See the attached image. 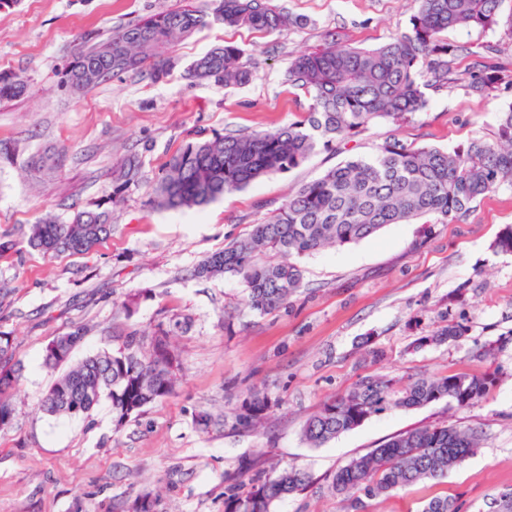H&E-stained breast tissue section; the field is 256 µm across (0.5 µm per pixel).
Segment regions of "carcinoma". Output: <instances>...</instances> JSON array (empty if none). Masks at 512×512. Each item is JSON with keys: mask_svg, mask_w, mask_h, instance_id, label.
<instances>
[{"mask_svg": "<svg viewBox=\"0 0 512 512\" xmlns=\"http://www.w3.org/2000/svg\"><path fill=\"white\" fill-rule=\"evenodd\" d=\"M503 0H416L406 30L383 45L367 49L343 43L327 30L322 43L294 57L284 74L289 86L302 91L309 104L305 119L268 130L197 137L168 162L151 192L160 209L202 207L270 174L301 166L316 149L332 150L379 119L398 121L422 111L426 91L462 84L467 93L486 98L503 83L489 62L495 48L487 46L463 72L454 61L468 48L442 38L450 30L503 25L512 32V11L502 14ZM221 24L228 28L274 31L304 24L281 11L271 0H206L202 8H175L153 14L104 37L90 32L61 73L66 91L82 96L107 79L150 68L158 82L178 60L165 49L191 33ZM244 51L226 42L196 58L184 77L196 84L244 86L255 71L243 62ZM27 90L19 75H0V100ZM138 155L123 158L112 173L109 201L117 203L142 180ZM512 179V104L499 113L491 140H472L449 151L414 146L389 138L367 157L348 158L294 194L246 236L203 260L197 277L238 276L246 286L245 305L270 314L288 305L303 287L298 259L330 246L366 239L389 224L431 217L438 224L457 221L471 205ZM112 235L108 210L96 204L60 224L47 214L30 225L28 247L45 253H88ZM160 327L148 350L132 334L117 349H104L76 364L60 361L46 348L44 365L66 367L51 384L42 407L51 416H87L104 398L112 404L116 427L140 415L152 402L175 389L179 357ZM20 364L13 361L11 339L0 335V430L14 419L9 393ZM488 374L453 373L415 377L402 384L392 377L368 376L345 395L323 404L306 422L305 440L320 447L370 417L440 400L459 409L481 401L495 386ZM268 400L251 394L235 416L244 428L260 425ZM478 435L470 428L429 425L393 437L371 452L351 459L329 480L327 491L340 498L344 512H366V500L388 496L426 481L443 478L474 452ZM305 472L287 467L228 488L224 512H271L277 501L306 487ZM421 512H458L446 497L436 496Z\"/></svg>", "mask_w": 512, "mask_h": 512, "instance_id": "obj_1", "label": "carcinoma"}]
</instances>
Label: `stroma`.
I'll use <instances>...</instances> for the list:
<instances>
[{"instance_id":"1","label":"stroma","mask_w":512,"mask_h":512,"mask_svg":"<svg viewBox=\"0 0 512 512\" xmlns=\"http://www.w3.org/2000/svg\"><path fill=\"white\" fill-rule=\"evenodd\" d=\"M201 0H18L0 8V73L22 75L23 96L0 101V334L21 365L14 419L0 431V512H132L152 492V512H224V493L240 468L269 473L293 465L310 478L273 512H342L326 481L352 458L392 437L436 423L474 428V455L436 481L368 500L367 512H419L434 496L460 512H489L493 496L512 489V252L495 241L512 225V182L457 222L422 218L391 224L360 242L301 258L304 284L285 308L261 315L244 304L234 276L196 278L206 256L262 223L302 184L344 156H366L386 138L453 149L493 137L512 86L486 99L462 87L429 92L425 109L379 120L348 139L341 153L317 150L296 169L272 174L202 208L150 205L154 183L195 132L270 129L301 119L305 95L284 82L289 62L336 30L344 42L373 48L405 30L415 0H274L307 18L272 33L219 25L194 32L172 53L180 66L164 81L127 73L84 97L59 85V74L87 32L110 34L151 14ZM467 47L471 66L486 45L499 48L500 72L512 75V35L505 28L448 32ZM240 46L256 72L248 85H194L183 69L211 47ZM143 161V180L110 206L112 236L87 254L45 255L28 248L30 224L51 214L69 222L105 200L109 173L124 156ZM186 321V330L175 329ZM458 339L432 342L442 327ZM171 330L181 369L175 392L115 427L112 405L66 419L40 407L56 374L43 365L47 345L80 329V361L121 346L130 332ZM496 374L498 383L464 410L439 401L367 419L325 445L303 438L306 421L366 376L439 377ZM253 391L274 403L255 431L232 424ZM207 410L226 424L202 431Z\"/></svg>"}]
</instances>
